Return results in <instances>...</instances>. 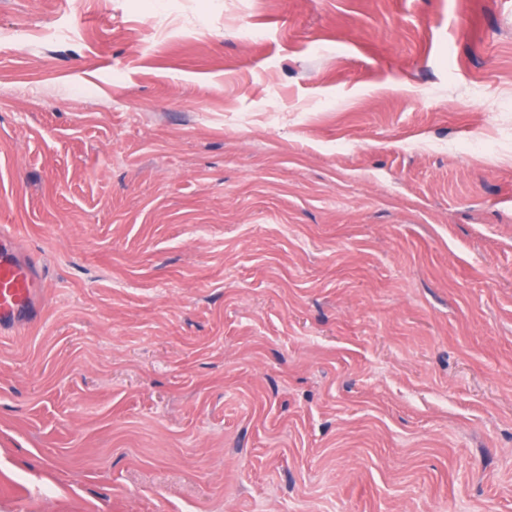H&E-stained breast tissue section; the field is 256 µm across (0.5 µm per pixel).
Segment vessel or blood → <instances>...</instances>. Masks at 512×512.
<instances>
[{
  "mask_svg": "<svg viewBox=\"0 0 512 512\" xmlns=\"http://www.w3.org/2000/svg\"><path fill=\"white\" fill-rule=\"evenodd\" d=\"M22 230L0 228V335L34 326L42 314L47 283L40 260L20 246Z\"/></svg>",
  "mask_w": 512,
  "mask_h": 512,
  "instance_id": "b4317fda",
  "label": "vessel or blood"
}]
</instances>
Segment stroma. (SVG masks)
<instances>
[{
    "instance_id": "obj_1",
    "label": "stroma",
    "mask_w": 512,
    "mask_h": 512,
    "mask_svg": "<svg viewBox=\"0 0 512 512\" xmlns=\"http://www.w3.org/2000/svg\"><path fill=\"white\" fill-rule=\"evenodd\" d=\"M0 512H512V0H0ZM22 229L0 228V335L34 326L42 314L47 283L41 261L20 246Z\"/></svg>"
}]
</instances>
